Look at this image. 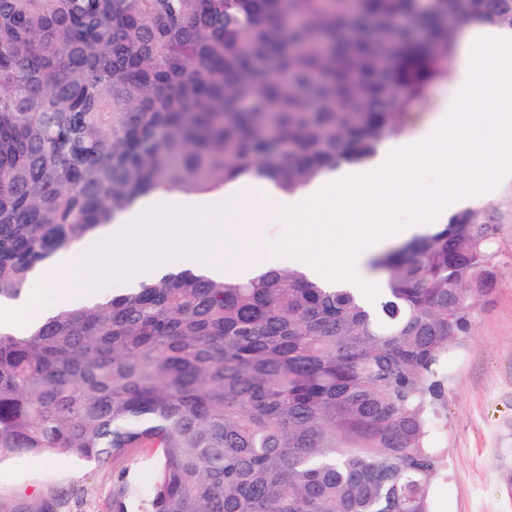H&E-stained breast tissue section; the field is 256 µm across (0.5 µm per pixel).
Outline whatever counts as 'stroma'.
<instances>
[{"label": "stroma", "mask_w": 512, "mask_h": 512, "mask_svg": "<svg viewBox=\"0 0 512 512\" xmlns=\"http://www.w3.org/2000/svg\"><path fill=\"white\" fill-rule=\"evenodd\" d=\"M483 205L501 216L493 240L498 263L469 336L448 357V419L439 432L448 480L435 487V512H512V178ZM151 464L148 448L100 465L75 455H7L0 458V498L34 508L53 489L61 512H112L117 480L148 487Z\"/></svg>", "instance_id": "stroma-1"}]
</instances>
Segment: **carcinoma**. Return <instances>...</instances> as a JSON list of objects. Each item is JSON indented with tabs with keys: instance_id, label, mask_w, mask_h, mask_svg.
I'll list each match as a JSON object with an SVG mask.
<instances>
[{
	"instance_id": "carcinoma-1",
	"label": "carcinoma",
	"mask_w": 512,
	"mask_h": 512,
	"mask_svg": "<svg viewBox=\"0 0 512 512\" xmlns=\"http://www.w3.org/2000/svg\"><path fill=\"white\" fill-rule=\"evenodd\" d=\"M481 24L512 30V0H0V304L150 193L296 194L370 161ZM497 228L466 208L380 253L375 303L183 271L0 329V457L158 448L142 512H434Z\"/></svg>"
}]
</instances>
